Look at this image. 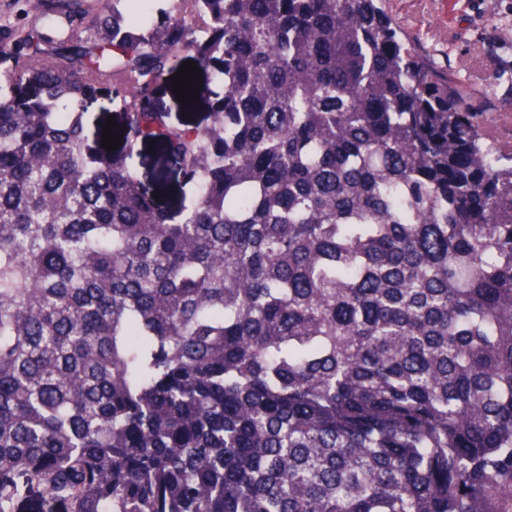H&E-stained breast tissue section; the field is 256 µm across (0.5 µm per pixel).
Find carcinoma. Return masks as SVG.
I'll use <instances>...</instances> for the list:
<instances>
[{"instance_id": "obj_1", "label": "carcinoma", "mask_w": 512, "mask_h": 512, "mask_svg": "<svg viewBox=\"0 0 512 512\" xmlns=\"http://www.w3.org/2000/svg\"><path fill=\"white\" fill-rule=\"evenodd\" d=\"M121 2L0 22V512H512V165L467 88L377 0ZM186 55L204 129L146 106Z\"/></svg>"}]
</instances>
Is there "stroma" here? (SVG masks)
Instances as JSON below:
<instances>
[{
    "label": "stroma",
    "instance_id": "1",
    "mask_svg": "<svg viewBox=\"0 0 512 512\" xmlns=\"http://www.w3.org/2000/svg\"><path fill=\"white\" fill-rule=\"evenodd\" d=\"M436 0H385L384 5L399 23L402 37L426 54L430 66L459 79L471 96L468 111L479 120L488 114L512 113V41L502 30L512 27V0H458L444 26L435 25ZM153 105L173 126L210 123L205 107L184 110L172 82L155 93Z\"/></svg>",
    "mask_w": 512,
    "mask_h": 512
}]
</instances>
